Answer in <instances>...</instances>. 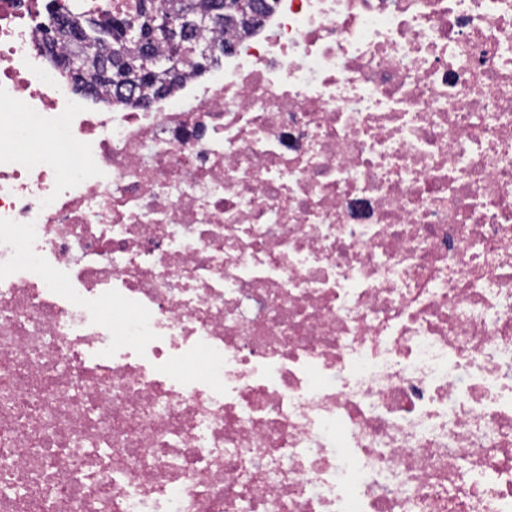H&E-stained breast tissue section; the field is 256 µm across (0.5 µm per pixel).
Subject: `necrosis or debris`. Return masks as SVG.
Segmentation results:
<instances>
[{
    "label": "necrosis or debris",
    "instance_id": "4bbe7bcc",
    "mask_svg": "<svg viewBox=\"0 0 512 512\" xmlns=\"http://www.w3.org/2000/svg\"><path fill=\"white\" fill-rule=\"evenodd\" d=\"M42 26L0 0V512H512V0H276L149 110Z\"/></svg>",
    "mask_w": 512,
    "mask_h": 512
}]
</instances>
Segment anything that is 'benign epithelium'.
Here are the masks:
<instances>
[{
	"label": "benign epithelium",
	"mask_w": 512,
	"mask_h": 512,
	"mask_svg": "<svg viewBox=\"0 0 512 512\" xmlns=\"http://www.w3.org/2000/svg\"><path fill=\"white\" fill-rule=\"evenodd\" d=\"M268 0H215L206 11L200 12L193 6H182L181 23L189 27L195 23L221 25H257L268 7ZM150 32L135 26L131 29V37L138 40L142 49L134 57H122V68H112V60L98 59L81 49H76L64 61L68 70L70 83L77 90L92 87L94 82L106 83L117 89L120 97H134L136 87L142 83L153 86L156 96H165L178 80L180 69L178 62L184 55L193 51L188 45L184 31L172 24L171 6L162 4L147 20ZM166 36L170 46L176 53L169 61H160L154 48L158 43L157 34Z\"/></svg>",
	"instance_id": "obj_1"
}]
</instances>
